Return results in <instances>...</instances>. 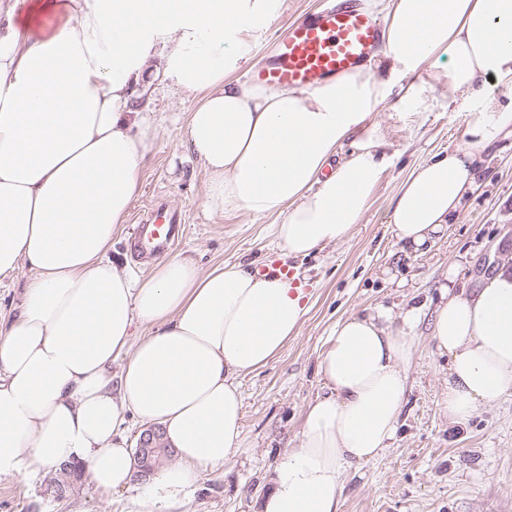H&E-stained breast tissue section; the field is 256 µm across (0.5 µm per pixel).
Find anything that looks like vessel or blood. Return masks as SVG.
Instances as JSON below:
<instances>
[{"label": "vessel or blood", "instance_id": "vessel-or-blood-1", "mask_svg": "<svg viewBox=\"0 0 512 512\" xmlns=\"http://www.w3.org/2000/svg\"><path fill=\"white\" fill-rule=\"evenodd\" d=\"M382 44L383 25L362 0H333L289 24L253 76L261 83L313 90L341 75L365 70ZM185 229L180 212L161 197L151 198L138 216L135 259L146 262L169 253Z\"/></svg>", "mask_w": 512, "mask_h": 512}]
</instances>
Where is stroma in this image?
Masks as SVG:
<instances>
[{
    "mask_svg": "<svg viewBox=\"0 0 512 512\" xmlns=\"http://www.w3.org/2000/svg\"><path fill=\"white\" fill-rule=\"evenodd\" d=\"M320 2L284 0L280 14L253 36L241 76L250 77L293 17ZM444 70L439 64L419 72V81L431 88L423 105L392 90L337 148L342 159L371 142L386 156L369 208L349 236L298 262L309 292L299 334L266 366L242 378L241 448L173 512H255L271 469L297 443L304 408L320 388L318 351L336 321L368 305H402L412 298L427 311L414 330L416 352L396 439L377 459L346 472L342 512H512V394L482 408L466 427L451 425L448 360L433 355L429 327L450 262L464 265L474 287L503 260L512 261V137L495 146L480 188L427 254L404 256L387 230L402 180L418 163L458 143L464 129V113L448 100ZM132 108L160 127L137 198L156 192L182 212L187 234L174 256L192 257L204 271L239 260L282 267L272 219L205 214L206 175L185 142L190 101L162 83L135 98ZM49 479L46 472L1 477L0 512H134V492L102 491L84 478L60 498Z\"/></svg>",
    "mask_w": 512,
    "mask_h": 512,
    "instance_id": "obj_1",
    "label": "stroma"
}]
</instances>
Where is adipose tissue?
Returning a JSON list of instances; mask_svg holds the SVG:
<instances>
[{
    "label": "adipose tissue",
    "mask_w": 512,
    "mask_h": 512,
    "mask_svg": "<svg viewBox=\"0 0 512 512\" xmlns=\"http://www.w3.org/2000/svg\"><path fill=\"white\" fill-rule=\"evenodd\" d=\"M390 78L351 73L306 90L236 75L283 0H22L0 16V281L28 276L0 312V477L63 463L104 490L131 486L129 417L161 426L174 464L142 492L168 512L241 446L239 379L278 356L308 311L297 277L172 258L134 280L112 236L158 131L129 104L146 79L193 106L186 142L213 215L275 216L283 256L308 257L361 223L385 169L371 146H337L408 76L447 59L466 114L456 146L415 166L388 223L405 255L430 249L512 136V0H375ZM448 267L431 320L448 359V421L512 394V265L469 288ZM419 321L382 304L337 322L321 388L259 512H341L343 476L390 447Z\"/></svg>",
    "instance_id": "1"
}]
</instances>
